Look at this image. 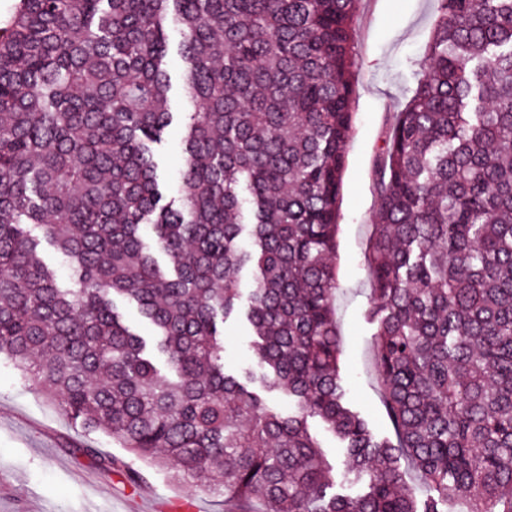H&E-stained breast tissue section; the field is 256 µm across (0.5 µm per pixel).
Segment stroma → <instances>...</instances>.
<instances>
[{
  "label": "stroma",
  "instance_id": "35a3bbf8",
  "mask_svg": "<svg viewBox=\"0 0 512 512\" xmlns=\"http://www.w3.org/2000/svg\"><path fill=\"white\" fill-rule=\"evenodd\" d=\"M438 17L436 0H361L352 44L356 92L353 133L343 176L338 244L336 303L347 398L371 431L390 436L372 364L375 324L367 317L368 286L364 254L378 200L375 179L379 155L392 115L410 96L416 77L425 75V48ZM171 50L166 65L172 75L171 108L176 116L165 130L158 174L168 195H176L184 165L182 115L192 105L181 77L186 65L177 52L179 28L168 30ZM251 327L240 314L224 322V368L231 374L256 368L250 348ZM100 449L112 461L80 454L83 444ZM141 471L132 487L126 468ZM198 503L204 512H224V499L168 470L133 457L101 432L85 433L60 410L48 389L32 385L6 359H0V512H178L180 504Z\"/></svg>",
  "mask_w": 512,
  "mask_h": 512
}]
</instances>
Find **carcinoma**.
Wrapping results in <instances>:
<instances>
[{
    "label": "carcinoma",
    "mask_w": 512,
    "mask_h": 512,
    "mask_svg": "<svg viewBox=\"0 0 512 512\" xmlns=\"http://www.w3.org/2000/svg\"><path fill=\"white\" fill-rule=\"evenodd\" d=\"M438 2L364 256L391 437L345 402L335 312L359 0H17L0 22V357L225 512H512V0ZM171 24L193 103L174 198L157 159ZM240 308L248 378L288 416L224 370ZM310 418L345 448L356 495L328 494ZM41 258L44 263L51 268L63 286H70L74 281V272L72 264L61 252H59L52 244L42 242Z\"/></svg>",
    "instance_id": "obj_1"
}]
</instances>
